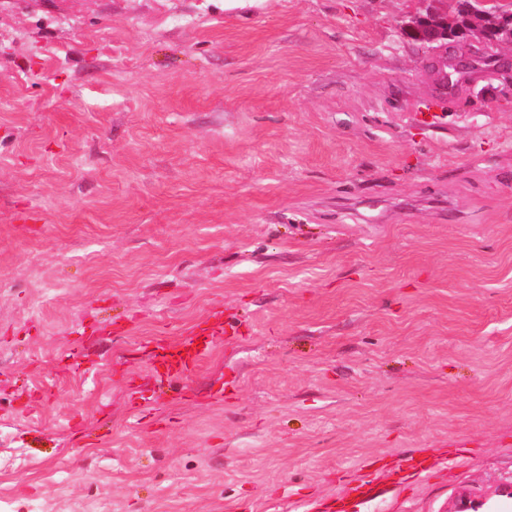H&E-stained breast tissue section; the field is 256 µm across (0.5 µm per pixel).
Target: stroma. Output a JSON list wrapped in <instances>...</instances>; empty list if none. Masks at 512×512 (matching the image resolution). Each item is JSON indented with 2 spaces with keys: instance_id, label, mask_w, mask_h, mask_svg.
Instances as JSON below:
<instances>
[{
  "instance_id": "obj_1",
  "label": "stroma",
  "mask_w": 512,
  "mask_h": 512,
  "mask_svg": "<svg viewBox=\"0 0 512 512\" xmlns=\"http://www.w3.org/2000/svg\"><path fill=\"white\" fill-rule=\"evenodd\" d=\"M453 7L0 0V512L512 486V77L400 32ZM223 336L224 323L221 322L211 329L209 339H205L202 344H195V340L191 338L183 345V349L176 353L168 351L169 348L163 344H157L156 348L162 351L157 356H160L167 365V377L183 375L194 368L212 349V345Z\"/></svg>"
}]
</instances>
